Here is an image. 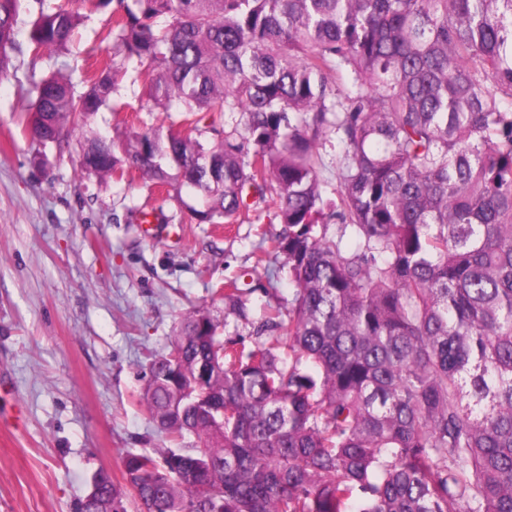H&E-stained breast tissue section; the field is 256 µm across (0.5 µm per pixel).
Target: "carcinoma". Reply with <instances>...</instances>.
Here are the masks:
<instances>
[{
  "label": "carcinoma",
  "instance_id": "carcinoma-1",
  "mask_svg": "<svg viewBox=\"0 0 512 512\" xmlns=\"http://www.w3.org/2000/svg\"><path fill=\"white\" fill-rule=\"evenodd\" d=\"M26 2L0 0V71ZM84 2L116 3L105 39L157 107L240 121L79 140L80 172L187 186L199 224L265 211L293 292L247 349L185 315L143 388L177 447L126 454L79 512H512V0ZM79 20L41 7L30 43ZM119 74L33 80V138L69 146Z\"/></svg>",
  "mask_w": 512,
  "mask_h": 512
}]
</instances>
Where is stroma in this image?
<instances>
[{"label":"stroma","instance_id":"obj_1","mask_svg":"<svg viewBox=\"0 0 512 512\" xmlns=\"http://www.w3.org/2000/svg\"><path fill=\"white\" fill-rule=\"evenodd\" d=\"M61 3L85 13L82 0H31L0 72V408L21 415L0 420V512H75L98 470L118 482L127 453L170 447L146 411L142 371L193 309L223 319L225 282H238L257 321L291 295L283 258L262 241L280 230L265 215L195 224L191 191L158 192L136 172L82 177L77 153L31 138L33 77L78 82L113 52L106 8L85 14L70 52L33 54L32 12ZM163 118L130 60L85 131L119 135ZM144 210L167 236H143Z\"/></svg>","mask_w":512,"mask_h":512}]
</instances>
